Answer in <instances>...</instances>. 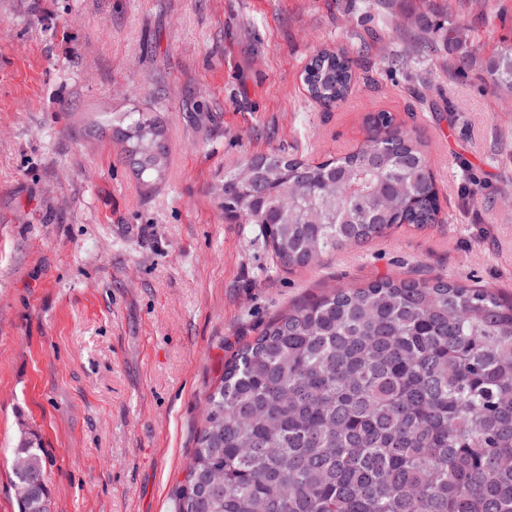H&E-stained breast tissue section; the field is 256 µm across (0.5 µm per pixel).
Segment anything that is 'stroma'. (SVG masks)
Returning <instances> with one entry per match:
<instances>
[{
	"label": "stroma",
	"mask_w": 512,
	"mask_h": 512,
	"mask_svg": "<svg viewBox=\"0 0 512 512\" xmlns=\"http://www.w3.org/2000/svg\"><path fill=\"white\" fill-rule=\"evenodd\" d=\"M450 23L469 71L441 48ZM506 44L512 0H0V512L28 434L50 512H174L225 361L330 287L442 275L512 296V95L484 72ZM326 45L357 76L331 109L301 77ZM138 109L167 129L151 184L112 132ZM379 111L425 141L439 224L289 272L225 222L245 156H338Z\"/></svg>",
	"instance_id": "stroma-1"
}]
</instances>
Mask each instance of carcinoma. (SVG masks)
Wrapping results in <instances>:
<instances>
[{
  "instance_id": "obj_1",
  "label": "carcinoma",
  "mask_w": 512,
  "mask_h": 512,
  "mask_svg": "<svg viewBox=\"0 0 512 512\" xmlns=\"http://www.w3.org/2000/svg\"><path fill=\"white\" fill-rule=\"evenodd\" d=\"M445 29L459 70L470 55ZM512 90V46L487 64ZM353 60L320 48L309 97L347 99ZM337 158L251 155L224 174V219L251 224L284 269L440 221L425 146L389 112ZM138 177L169 147L155 112L112 124ZM251 171L243 183L241 170ZM47 458L17 449L20 512H48ZM176 512H512V299L445 277L385 275L313 297L271 320L224 363L207 395Z\"/></svg>"
}]
</instances>
